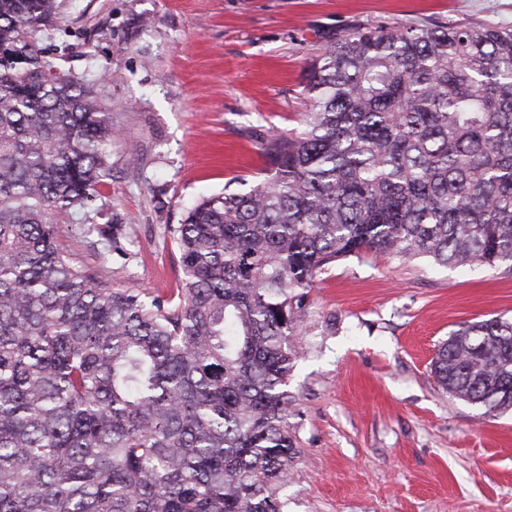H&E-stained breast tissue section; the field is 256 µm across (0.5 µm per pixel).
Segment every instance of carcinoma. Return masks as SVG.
Here are the masks:
<instances>
[{
  "mask_svg": "<svg viewBox=\"0 0 512 512\" xmlns=\"http://www.w3.org/2000/svg\"><path fill=\"white\" fill-rule=\"evenodd\" d=\"M61 0H0V512H286L290 338L339 260L512 272V29L336 35L264 176L169 228L167 299L104 288L61 244L112 177V116L43 41ZM445 392L512 409V320L464 324Z\"/></svg>",
  "mask_w": 512,
  "mask_h": 512,
  "instance_id": "carcinoma-1",
  "label": "carcinoma"
}]
</instances>
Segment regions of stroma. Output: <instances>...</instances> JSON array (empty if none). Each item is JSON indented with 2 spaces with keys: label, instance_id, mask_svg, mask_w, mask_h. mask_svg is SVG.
Wrapping results in <instances>:
<instances>
[{
  "label": "stroma",
  "instance_id": "35a3bbf8",
  "mask_svg": "<svg viewBox=\"0 0 512 512\" xmlns=\"http://www.w3.org/2000/svg\"><path fill=\"white\" fill-rule=\"evenodd\" d=\"M46 40L63 70L101 74L116 132L112 177L90 212L116 242H61L103 287L168 297V229L205 194L242 192L259 138L299 129L305 69L354 25L473 22L512 28V0H66ZM293 343L288 428L298 453L288 512H512V411L444 392L431 372L462 324L512 318V274L369 254L309 290Z\"/></svg>",
  "mask_w": 512,
  "mask_h": 512
}]
</instances>
